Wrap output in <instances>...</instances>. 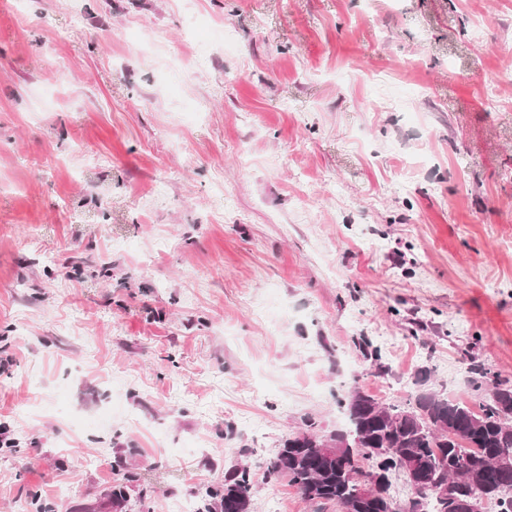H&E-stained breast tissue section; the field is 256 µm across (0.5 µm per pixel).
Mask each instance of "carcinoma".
<instances>
[{
  "label": "carcinoma",
  "mask_w": 512,
  "mask_h": 512,
  "mask_svg": "<svg viewBox=\"0 0 512 512\" xmlns=\"http://www.w3.org/2000/svg\"><path fill=\"white\" fill-rule=\"evenodd\" d=\"M469 372L481 378L478 384L470 381L472 389L484 393L475 406L427 391L402 404L379 403L364 392L354 402L340 400L348 419L340 445L328 449L311 437L297 445L287 438L266 463V477H288L309 501L334 502L344 512H365L350 471L376 472L383 481L375 489V512H387L395 504L389 494L391 475L411 465L419 472L453 479L457 486L454 499L419 495L417 512H469L464 502L475 487L496 512H512V467L494 464L500 457L512 459V393L500 398L499 410L493 401L498 376L475 360ZM380 441L392 448L384 458L368 451ZM254 486L250 468L236 467L225 477L223 489L205 490L198 512H250Z\"/></svg>",
  "instance_id": "carcinoma-1"
}]
</instances>
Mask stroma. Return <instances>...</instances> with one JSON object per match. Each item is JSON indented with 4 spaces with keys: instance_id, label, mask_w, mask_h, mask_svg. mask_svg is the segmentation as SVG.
I'll list each match as a JSON object with an SVG mask.
<instances>
[{
    "instance_id": "obj_1",
    "label": "stroma",
    "mask_w": 512,
    "mask_h": 512,
    "mask_svg": "<svg viewBox=\"0 0 512 512\" xmlns=\"http://www.w3.org/2000/svg\"><path fill=\"white\" fill-rule=\"evenodd\" d=\"M474 360L512 380V0H0V512L244 464L341 512L281 442Z\"/></svg>"
}]
</instances>
